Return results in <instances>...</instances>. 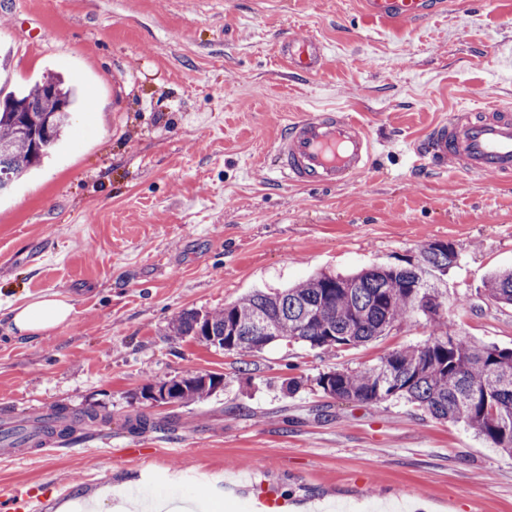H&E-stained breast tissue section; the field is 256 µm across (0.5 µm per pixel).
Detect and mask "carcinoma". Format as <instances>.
Returning <instances> with one entry per match:
<instances>
[{
	"mask_svg": "<svg viewBox=\"0 0 512 512\" xmlns=\"http://www.w3.org/2000/svg\"><path fill=\"white\" fill-rule=\"evenodd\" d=\"M77 108V87L56 72L6 97L34 111L20 122L0 110V191L39 168L55 152L70 113L55 112L43 88ZM454 247L437 241L421 246L398 265L351 275L321 273L275 292L254 291L224 310L189 311L175 322L181 336H203L226 351L252 352L276 341L300 342L314 350L353 348L388 334L420 313L438 334L416 347L395 349L372 366L320 375L325 395L343 401L404 400L441 422L462 423L490 447L512 454V349L479 344L447 326L436 281L459 264ZM487 296L512 306V269L492 273ZM218 374H192L172 381L179 403L207 398L223 387Z\"/></svg>",
	"mask_w": 512,
	"mask_h": 512,
	"instance_id": "1",
	"label": "carcinoma"
}]
</instances>
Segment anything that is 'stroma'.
Wrapping results in <instances>:
<instances>
[{"mask_svg":"<svg viewBox=\"0 0 512 512\" xmlns=\"http://www.w3.org/2000/svg\"><path fill=\"white\" fill-rule=\"evenodd\" d=\"M286 34L325 45L319 75L278 56ZM509 48L512 0H448L390 23L361 0H0L7 90L58 72L83 96L54 155L0 195V427L26 409L112 419L92 441L0 460V490L57 505L116 485L186 512H258L263 498L269 512H512V455L405 401H341L317 384L424 344V317L332 354L283 341L239 354L170 330L188 310L443 241L461 257L442 286L449 323L512 348V307L484 291L512 267V180L417 173L406 152L454 107L512 103ZM322 107L367 125L375 162L341 188L282 182L270 146ZM51 294L73 303L71 322L11 331V308ZM189 373L224 387L141 400ZM138 412L157 429H123Z\"/></svg>","mask_w":512,"mask_h":512,"instance_id":"stroma-1","label":"stroma"}]
</instances>
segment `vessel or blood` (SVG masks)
I'll list each match as a JSON object with an SVG mask.
<instances>
[{
  "label": "vessel or blood",
  "instance_id": "obj_1",
  "mask_svg": "<svg viewBox=\"0 0 512 512\" xmlns=\"http://www.w3.org/2000/svg\"><path fill=\"white\" fill-rule=\"evenodd\" d=\"M441 0H362L376 20L419 21ZM279 53L289 66L317 75L325 58L322 43L282 38ZM419 173L452 171L461 175L512 179V106L493 101L451 110L408 145ZM376 142L358 120L333 109L303 113L287 123L269 151L272 169L291 185L337 188L364 175L373 165ZM0 512H49L45 500L21 490L0 498Z\"/></svg>",
  "mask_w": 512,
  "mask_h": 512
}]
</instances>
